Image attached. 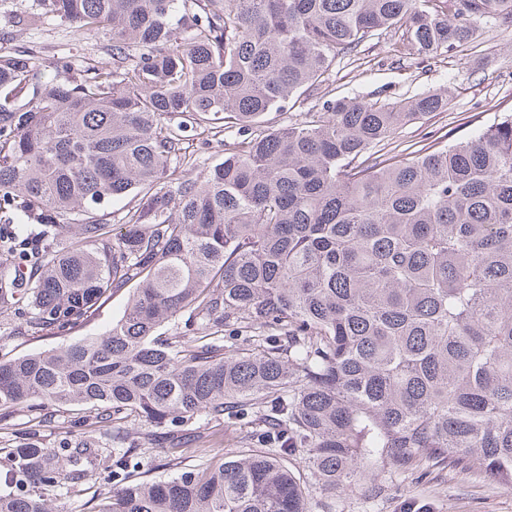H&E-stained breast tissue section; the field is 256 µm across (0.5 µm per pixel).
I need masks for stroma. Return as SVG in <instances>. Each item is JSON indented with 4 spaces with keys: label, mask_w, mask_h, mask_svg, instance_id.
<instances>
[{
    "label": "stroma",
    "mask_w": 512,
    "mask_h": 512,
    "mask_svg": "<svg viewBox=\"0 0 512 512\" xmlns=\"http://www.w3.org/2000/svg\"><path fill=\"white\" fill-rule=\"evenodd\" d=\"M400 38V30L391 29L361 45L359 60L341 63L325 85L333 94L360 100L449 92V111L399 129L394 140L398 150L415 149L436 138L471 137L512 114V23H496L476 42L424 62L398 53ZM14 42L40 56L105 55L102 39L74 35L53 21L16 33ZM236 135V129L217 128L191 141L194 173L223 160L225 143ZM335 501L336 512H512V490L438 465L431 467L427 478L410 474L396 484L387 475H377L354 491L337 493Z\"/></svg>",
    "instance_id": "35a3bbf8"
}]
</instances>
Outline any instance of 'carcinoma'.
<instances>
[{
  "label": "carcinoma",
  "instance_id": "carcinoma-1",
  "mask_svg": "<svg viewBox=\"0 0 512 512\" xmlns=\"http://www.w3.org/2000/svg\"><path fill=\"white\" fill-rule=\"evenodd\" d=\"M39 6L12 27L55 19L107 58L0 51V340L65 335L133 291L100 335L0 355V411H31L3 424L0 512H52L109 458L96 512H311L316 490L437 464L512 490V114L388 158L448 95L333 96L256 129L379 32L445 56L512 0ZM217 125L238 137L190 176L186 144ZM83 407L39 445L42 413ZM201 416L231 451L184 470ZM131 420L177 476L144 478L146 449L116 430ZM317 95L311 96L309 99L304 100L301 103H296L291 109L284 110L282 112H271L265 116V124L272 128H280L287 126L299 118L300 112H307L315 103Z\"/></svg>",
  "mask_w": 512,
  "mask_h": 512
}]
</instances>
